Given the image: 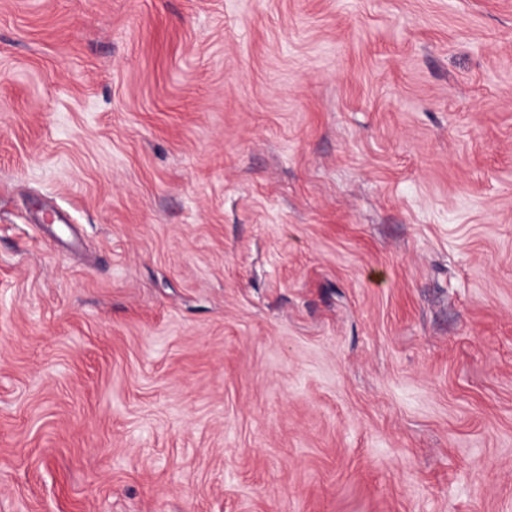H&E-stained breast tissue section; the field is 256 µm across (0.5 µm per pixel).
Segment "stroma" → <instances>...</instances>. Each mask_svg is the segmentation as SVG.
Instances as JSON below:
<instances>
[{"label": "stroma", "mask_w": 512, "mask_h": 512, "mask_svg": "<svg viewBox=\"0 0 512 512\" xmlns=\"http://www.w3.org/2000/svg\"><path fill=\"white\" fill-rule=\"evenodd\" d=\"M0 512H512V0H0Z\"/></svg>", "instance_id": "35a3bbf8"}]
</instances>
